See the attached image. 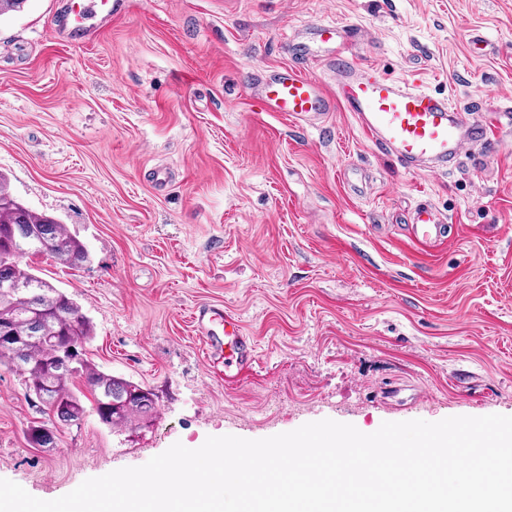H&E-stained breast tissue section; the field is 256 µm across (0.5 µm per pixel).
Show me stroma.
Wrapping results in <instances>:
<instances>
[{"label":"stroma","mask_w":512,"mask_h":512,"mask_svg":"<svg viewBox=\"0 0 512 512\" xmlns=\"http://www.w3.org/2000/svg\"><path fill=\"white\" fill-rule=\"evenodd\" d=\"M59 2L0 17V174L89 250L30 260L91 319L89 361L159 407L118 431L87 396L69 426L0 365V478L53 500L177 442L512 416V140L412 173L351 113L266 112L251 88L289 65L331 83L306 28L336 21L365 33L358 59L489 119L512 99V0H125L87 45L55 37ZM424 203L457 227L430 253L404 235ZM201 304L254 337L249 369L209 357ZM40 421L52 447L28 442Z\"/></svg>","instance_id":"35a3bbf8"}]
</instances>
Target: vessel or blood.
Wrapping results in <instances>:
<instances>
[{"label": "vessel or blood", "mask_w": 512, "mask_h": 512, "mask_svg": "<svg viewBox=\"0 0 512 512\" xmlns=\"http://www.w3.org/2000/svg\"><path fill=\"white\" fill-rule=\"evenodd\" d=\"M124 0H67L56 22L67 42L86 44L121 11ZM312 34L329 45L322 64L335 79L334 92L295 67L260 79L258 97L268 112H283L315 120L335 108L351 112L359 128L374 145L410 171L438 170L460 156L473 142L500 137L502 127L470 123L448 97L410 86L356 60L359 31L355 26L328 21L313 26ZM455 233L454 225L426 206L410 215L406 236L423 251L433 250ZM193 321L205 337L210 357L223 361L225 372L249 368L256 357L252 337L235 320L212 305L196 307Z\"/></svg>", "instance_id": "obj_1"}]
</instances>
